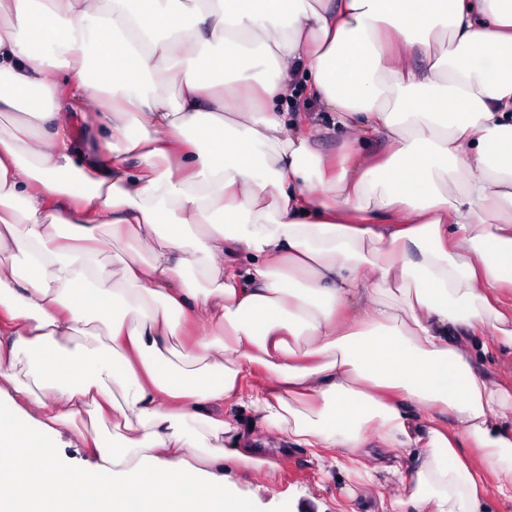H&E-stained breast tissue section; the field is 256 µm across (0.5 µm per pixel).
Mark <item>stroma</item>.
<instances>
[{
  "label": "stroma",
  "instance_id": "1",
  "mask_svg": "<svg viewBox=\"0 0 512 512\" xmlns=\"http://www.w3.org/2000/svg\"><path fill=\"white\" fill-rule=\"evenodd\" d=\"M336 455L333 448L320 457L294 448L279 456L275 470L241 467L232 480L254 512H378L381 498L396 484L395 477L381 472L373 483L360 482L339 468Z\"/></svg>",
  "mask_w": 512,
  "mask_h": 512
}]
</instances>
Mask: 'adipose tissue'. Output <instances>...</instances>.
Listing matches in <instances>:
<instances>
[{"instance_id":"adipose-tissue-1","label":"adipose tissue","mask_w":512,"mask_h":512,"mask_svg":"<svg viewBox=\"0 0 512 512\" xmlns=\"http://www.w3.org/2000/svg\"><path fill=\"white\" fill-rule=\"evenodd\" d=\"M0 112V512H253L227 470L285 446L512 501V0H0ZM479 343H485L488 347L487 354H483L479 348L476 358V369L485 375L498 379L511 386L512 382V355L502 354L494 344V338L490 333L477 337Z\"/></svg>"}]
</instances>
